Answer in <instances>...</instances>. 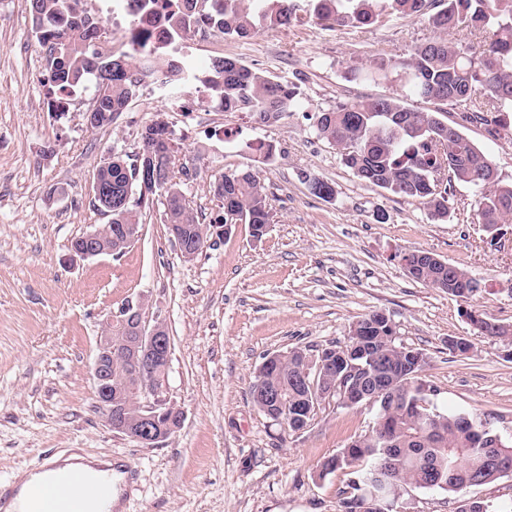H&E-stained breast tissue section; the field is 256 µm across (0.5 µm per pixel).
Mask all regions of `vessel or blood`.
Listing matches in <instances>:
<instances>
[{"mask_svg": "<svg viewBox=\"0 0 512 512\" xmlns=\"http://www.w3.org/2000/svg\"><path fill=\"white\" fill-rule=\"evenodd\" d=\"M33 470L42 480L28 489L13 512H87V499L104 501L109 497L112 475L108 468H101L92 479L79 473L63 476L58 465L44 457Z\"/></svg>", "mask_w": 512, "mask_h": 512, "instance_id": "vessel-or-blood-1", "label": "vessel or blood"}]
</instances>
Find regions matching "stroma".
<instances>
[{
    "mask_svg": "<svg viewBox=\"0 0 512 512\" xmlns=\"http://www.w3.org/2000/svg\"><path fill=\"white\" fill-rule=\"evenodd\" d=\"M114 2L88 0L85 9L103 24L101 51L118 56L130 48L121 31L132 19L113 13ZM433 35L425 20L394 16L368 28L307 17L246 44L198 34L184 43L196 72L214 57H239L288 81L300 108L264 125L248 112L214 109L204 88L171 100L157 75L111 127L91 130L94 85L64 111H49L46 52L28 0H0L1 485L40 455L77 454L129 464L128 487L115 489L120 512H339L349 476H323L319 466L372 426L374 409L332 403L294 433L253 408L250 388L266 355L345 341L374 311L390 318L398 342L424 353L421 376L439 410L484 415L512 443V337L480 335L468 319L476 312L512 325V223L494 233L475 223V191L460 183L447 221L433 220L420 201L360 181L315 127L316 112L339 103L403 97L397 73L356 78L350 70L406 56ZM159 116L190 171L181 189L201 222L218 215L216 178L248 168L269 197L265 235L235 224L184 261L156 197L142 201L141 235L122 257L70 260L72 239L108 221L90 192L100 156L138 152L143 127ZM442 118L512 183V130L469 122L460 106ZM309 174L334 186L333 201L310 192ZM418 250L466 269L480 288L460 298L414 280L400 256ZM141 295L146 319L168 326L170 396L184 413L181 429L154 447L112 432L93 379L107 321ZM452 337L466 339L468 352L450 351ZM466 497L511 506L512 474L462 495L412 490L397 508L458 512Z\"/></svg>",
    "mask_w": 512,
    "mask_h": 512,
    "instance_id": "stroma-1",
    "label": "stroma"
}]
</instances>
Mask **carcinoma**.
Returning <instances> with one entry per match:
<instances>
[{"mask_svg": "<svg viewBox=\"0 0 512 512\" xmlns=\"http://www.w3.org/2000/svg\"><path fill=\"white\" fill-rule=\"evenodd\" d=\"M290 0H129V15L148 18L160 14L163 23L151 30L145 42L130 45L121 61L100 58L93 45L102 28L76 29L77 19L87 15L77 0H29V9L39 41L47 46L51 112H61L65 100L90 79L95 81L96 102L92 128L112 125L126 111L137 87L145 79L173 74L171 50L204 27L233 40H247L261 29L288 28L300 22ZM441 6L427 14V0H307V12L319 21L337 26L362 27L383 16H413L427 20L440 35L415 45L403 59H379L371 75L388 76L400 71L407 97L433 101L436 110L410 107L398 98L358 99L316 113L318 135L336 147L344 164L361 181L396 195L420 200L433 219L448 220V199L453 183L473 187L478 193L475 218L486 228L512 223V184L502 183L490 158L462 132L440 119L441 106L468 105L466 118H477L503 129L509 128L512 112V0H436ZM478 31L485 39L477 44L464 34ZM460 39H447L450 34ZM207 84L226 112H250L262 123H274L298 106L297 94L286 82L251 70L235 57L211 60ZM176 153L172 132L164 122L153 121L142 129L141 147L134 157L112 151L99 158L93 179L112 188V196L139 194L144 199H164L167 224L177 225L188 238L208 240L212 225L199 222L186 201L180 184L170 179L163 185L143 183L142 169L162 171L169 155ZM311 193L325 201L335 197V188L317 177H306ZM213 194L219 201L214 223L224 224L237 215L251 225L260 238L271 221V207L264 186L250 170L221 175ZM143 224L141 211L128 203L112 223L103 224L101 245L121 256L129 245L111 234V224ZM407 261L409 275L452 296V285L468 275L454 266L446 269L428 260ZM358 334L381 336L374 349L381 358L400 364L409 361L414 348L392 339L395 330L385 314L373 312L355 323ZM113 332L112 388L125 391L127 413L135 416L133 377L119 354L120 336ZM301 365L294 351L286 352L281 366L256 379L288 392V398L311 392L296 386ZM421 368L400 372L389 390L397 400L391 410H376L381 427L371 428L339 454L320 465L323 477L338 469L351 478L339 491L340 512H356L358 494L373 475L385 472L382 492L394 501L410 489H439L457 494L472 488L471 481L494 476L490 457L512 462V443L490 448L493 435L478 414L439 411L424 392Z\"/></svg>", "mask_w": 512, "mask_h": 512, "instance_id": "carcinoma-1", "label": "carcinoma"}]
</instances>
